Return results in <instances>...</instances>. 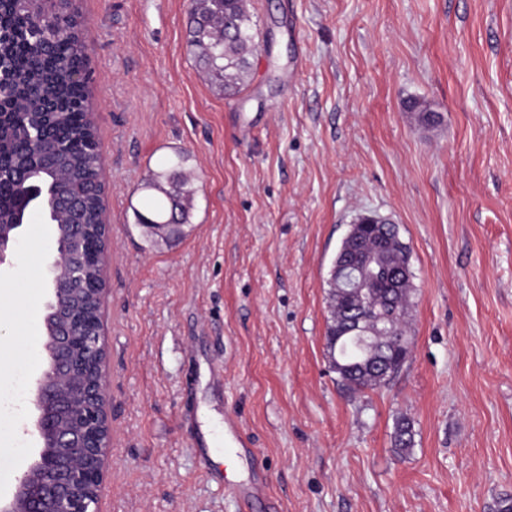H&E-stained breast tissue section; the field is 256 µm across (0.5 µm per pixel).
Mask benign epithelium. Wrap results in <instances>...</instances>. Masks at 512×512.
Here are the masks:
<instances>
[{
	"mask_svg": "<svg viewBox=\"0 0 512 512\" xmlns=\"http://www.w3.org/2000/svg\"><path fill=\"white\" fill-rule=\"evenodd\" d=\"M43 125H26L20 136L28 150L12 165L21 202L11 222L0 224V266L20 240L29 207L47 199L55 158L42 148ZM56 228V252L49 263L50 298L44 305L42 350L47 367L34 382L38 446L0 512H95L110 448L103 324L110 233L106 210L99 211L98 238L85 202L58 193L49 203ZM374 266L367 255L342 275L341 287L360 292Z\"/></svg>",
	"mask_w": 512,
	"mask_h": 512,
	"instance_id": "1",
	"label": "benign epithelium"
}]
</instances>
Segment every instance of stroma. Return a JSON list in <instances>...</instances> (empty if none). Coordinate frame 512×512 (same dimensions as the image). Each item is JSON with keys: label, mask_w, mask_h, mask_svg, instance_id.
Wrapping results in <instances>:
<instances>
[{"label": "stroma", "mask_w": 512, "mask_h": 512, "mask_svg": "<svg viewBox=\"0 0 512 512\" xmlns=\"http://www.w3.org/2000/svg\"><path fill=\"white\" fill-rule=\"evenodd\" d=\"M224 98L188 0H80L111 245L112 445L98 512H497L512 499V0H251ZM420 99L442 120L409 111ZM188 158L180 237L134 222ZM361 214L411 248L412 351L354 393L329 364L330 264ZM56 251L43 209L0 267V379L39 374ZM0 422V497L36 448ZM408 419L414 443L394 447Z\"/></svg>", "instance_id": "1"}]
</instances>
